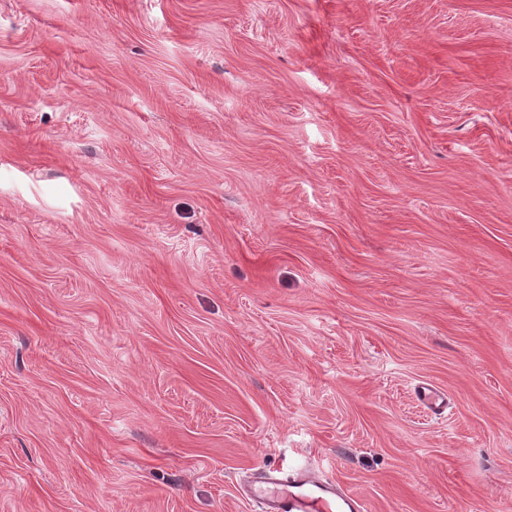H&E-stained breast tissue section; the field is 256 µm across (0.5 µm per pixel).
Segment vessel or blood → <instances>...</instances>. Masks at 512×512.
I'll return each instance as SVG.
<instances>
[{
    "instance_id": "vessel-or-blood-1",
    "label": "vessel or blood",
    "mask_w": 512,
    "mask_h": 512,
    "mask_svg": "<svg viewBox=\"0 0 512 512\" xmlns=\"http://www.w3.org/2000/svg\"><path fill=\"white\" fill-rule=\"evenodd\" d=\"M260 512H363L362 501L311 468L266 470L242 490Z\"/></svg>"
}]
</instances>
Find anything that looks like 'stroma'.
Listing matches in <instances>:
<instances>
[{
    "instance_id": "1",
    "label": "stroma",
    "mask_w": 512,
    "mask_h": 512,
    "mask_svg": "<svg viewBox=\"0 0 512 512\" xmlns=\"http://www.w3.org/2000/svg\"><path fill=\"white\" fill-rule=\"evenodd\" d=\"M294 465L512 512V0H0V512Z\"/></svg>"
}]
</instances>
